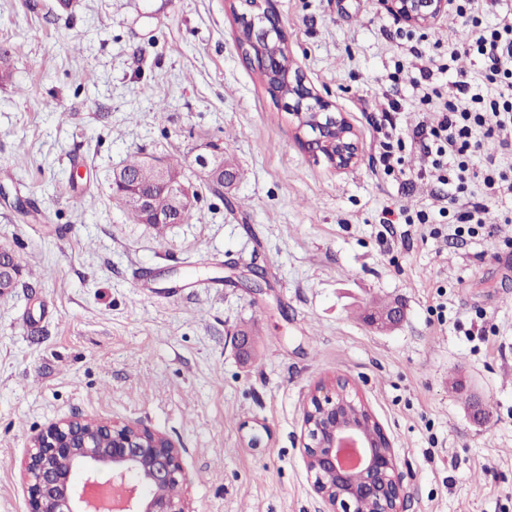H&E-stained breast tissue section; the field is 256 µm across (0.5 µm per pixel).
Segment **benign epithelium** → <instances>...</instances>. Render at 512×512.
Wrapping results in <instances>:
<instances>
[{
	"label": "benign epithelium",
	"mask_w": 512,
	"mask_h": 512,
	"mask_svg": "<svg viewBox=\"0 0 512 512\" xmlns=\"http://www.w3.org/2000/svg\"><path fill=\"white\" fill-rule=\"evenodd\" d=\"M451 0H383L400 20L427 27ZM252 39L284 43L279 19L265 10ZM295 99L290 115L297 122L303 147L315 160L336 171L356 164L360 143L354 127L331 103L293 76ZM217 144L194 158L200 177L218 194L234 181L224 172ZM157 188L145 190L122 169L113 173V199L126 208L153 214L161 222L179 224L193 207L189 186L169 176L160 161ZM18 267L12 254L0 250V289L14 283ZM360 406L358 420L348 410ZM304 459L315 476L314 490L326 512H404L405 491L392 443L357 391L341 378L320 381L310 392L303 413ZM31 512H193L181 492L188 476L180 449L163 433L135 422L73 416L53 423L30 440L22 466ZM180 493H156L160 487Z\"/></svg>",
	"instance_id": "benign-epithelium-1"
}]
</instances>
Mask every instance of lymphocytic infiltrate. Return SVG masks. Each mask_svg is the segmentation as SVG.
<instances>
[{
	"label": "lymphocytic infiltrate",
	"instance_id": "f902f5d3",
	"mask_svg": "<svg viewBox=\"0 0 512 512\" xmlns=\"http://www.w3.org/2000/svg\"><path fill=\"white\" fill-rule=\"evenodd\" d=\"M463 49L481 57L482 81H455V93L439 102L431 85L433 71L421 66V100L429 110L408 128L396 119L399 101H390L375 123L382 136L378 163L383 171L394 170L403 161L400 147L419 148L426 161L424 176L445 186L449 203L465 201L460 222L482 227L494 221L487 199L512 193V177L502 168L503 156L512 155V142L494 138L496 131L512 127V18L472 29Z\"/></svg>",
	"mask_w": 512,
	"mask_h": 512
}]
</instances>
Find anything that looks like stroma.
I'll list each match as a JSON object with an SVG mask.
<instances>
[{"label": "stroma", "mask_w": 512, "mask_h": 512, "mask_svg": "<svg viewBox=\"0 0 512 512\" xmlns=\"http://www.w3.org/2000/svg\"><path fill=\"white\" fill-rule=\"evenodd\" d=\"M264 5L354 126L350 169L301 147L242 60L240 0H0V248L25 269L0 295V512H31L29 441L78 414L167 435L193 512H323L302 416L337 376L388 435L406 512H512V197L489 201L494 226L437 237L449 221L419 155L391 175L376 161L377 112L393 95L415 123L421 57L467 25L451 9L413 27L381 0ZM211 143L238 179L219 197L186 169L190 222L135 224L114 202L132 154ZM388 206L432 222L386 234ZM384 301L405 316L380 328L366 316Z\"/></svg>", "instance_id": "obj_1"}]
</instances>
